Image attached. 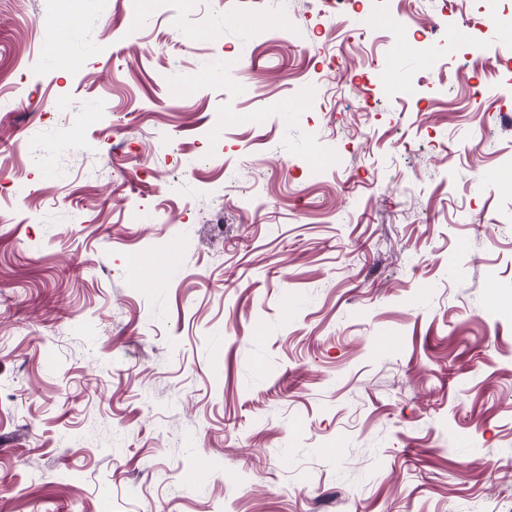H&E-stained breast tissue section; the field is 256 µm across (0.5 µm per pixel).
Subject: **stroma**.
<instances>
[{
    "mask_svg": "<svg viewBox=\"0 0 512 512\" xmlns=\"http://www.w3.org/2000/svg\"><path fill=\"white\" fill-rule=\"evenodd\" d=\"M372 6L0 0V512H512V0ZM147 255H136L132 262L131 272L136 281H150L163 277L167 273L165 265L159 263L155 258Z\"/></svg>",
    "mask_w": 512,
    "mask_h": 512,
    "instance_id": "stroma-1",
    "label": "stroma"
}]
</instances>
